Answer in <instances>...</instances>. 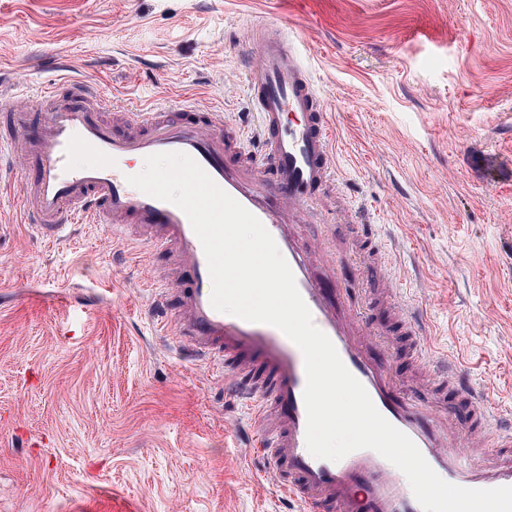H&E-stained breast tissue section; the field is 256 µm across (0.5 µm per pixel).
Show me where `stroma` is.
<instances>
[{
    "label": "stroma",
    "mask_w": 512,
    "mask_h": 512,
    "mask_svg": "<svg viewBox=\"0 0 512 512\" xmlns=\"http://www.w3.org/2000/svg\"><path fill=\"white\" fill-rule=\"evenodd\" d=\"M260 24L296 45L336 130L338 179L304 242L345 248L376 225L372 246L404 261L349 270L353 307L392 284L512 420V0H0V92L36 101L63 58L112 126L181 94L251 129ZM20 172L0 166V512H300L244 461L249 409L158 329L147 285L169 255L104 224L46 241L15 208ZM372 322L411 387L397 309Z\"/></svg>",
    "instance_id": "1"
}]
</instances>
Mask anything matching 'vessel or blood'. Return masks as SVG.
<instances>
[{
	"mask_svg": "<svg viewBox=\"0 0 512 512\" xmlns=\"http://www.w3.org/2000/svg\"><path fill=\"white\" fill-rule=\"evenodd\" d=\"M250 39L259 55L247 67L259 117L255 154L246 149L244 126L225 131L214 111L185 99L124 109L123 129L114 132L97 88L78 78L44 87L37 103L0 104L5 141L25 163L17 200L25 223L49 241L72 224H107L158 250L174 249L179 315L159 327L235 371V391L267 425L252 444L251 461L282 500L301 503L303 512H422L405 475L377 452L360 449L336 462L310 454L301 350L275 326L214 309L207 258L186 214L128 182L136 161L189 155L261 221L314 325L433 470L464 488L512 486V432L490 440L499 412L485 391L448 375L430 385L428 397H401L390 358L373 350L376 329L365 325L341 286L340 262L304 244L299 226L306 209L334 178L332 129L300 55L275 26L252 29Z\"/></svg>",
	"mask_w": 512,
	"mask_h": 512,
	"instance_id": "b4317fda",
	"label": "vessel or blood"
}]
</instances>
